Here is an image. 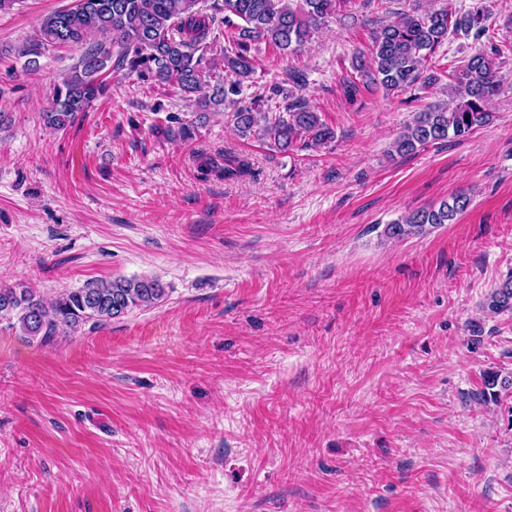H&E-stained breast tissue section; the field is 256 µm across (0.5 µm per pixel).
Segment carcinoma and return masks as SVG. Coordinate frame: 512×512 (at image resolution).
Segmentation results:
<instances>
[{
    "mask_svg": "<svg viewBox=\"0 0 512 512\" xmlns=\"http://www.w3.org/2000/svg\"><path fill=\"white\" fill-rule=\"evenodd\" d=\"M342 0H75L73 7L43 18V45H83L96 34L110 39L90 45L81 59V69L56 88L47 123L65 129L77 113L108 90L100 72L107 61L112 69L133 73L143 81L173 84L189 97H197L204 120L208 110L224 107L241 137L258 135L269 146L289 151L322 147L334 142L336 133L295 96L304 89L307 75L288 71L289 89L275 85L267 96L242 101L245 83L254 75L252 44L263 41L282 53L298 51L313 33L333 15ZM224 14L230 30L224 46V79L211 83L215 63L204 54L212 38L216 15ZM484 9L476 6L459 13L451 9L424 15L402 13L397 20L374 34L371 58L358 60L355 70L364 84L380 85L387 91L405 90L420 84L440 82L430 58L448 37H484L487 46L470 56L451 73L450 101L414 114L413 121L393 142L400 155L417 147L465 137L494 118L488 101L501 88L498 59L512 53V41L498 40L484 25ZM201 178L219 176L226 181L257 176L248 155L234 149L202 151L197 155ZM470 198L460 193L436 208L411 212L385 225L383 235L402 240L422 232L430 224H449L467 209ZM165 295L162 284L151 278H116L110 282L88 281L83 287L44 299L25 288L0 287V321L15 322L23 335L46 344L59 334L76 330L87 322L105 325L135 309L150 308ZM484 309L491 315H512V270L489 294ZM512 389V377L497 372L485 375L483 387L473 395L480 404L501 403V391Z\"/></svg>",
    "mask_w": 512,
    "mask_h": 512,
    "instance_id": "carcinoma-1",
    "label": "carcinoma"
}]
</instances>
